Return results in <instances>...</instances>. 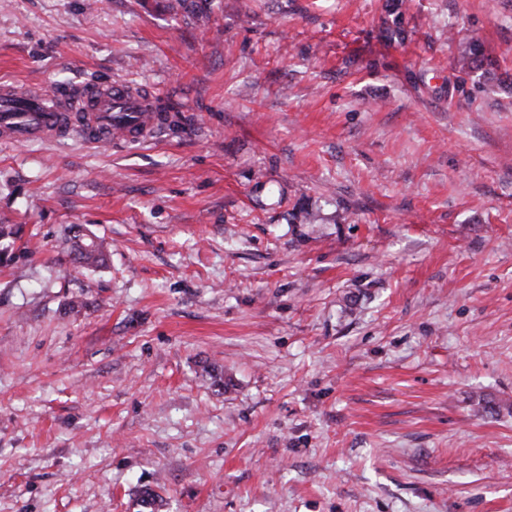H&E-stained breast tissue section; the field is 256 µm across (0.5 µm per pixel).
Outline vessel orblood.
<instances>
[{"mask_svg":"<svg viewBox=\"0 0 512 512\" xmlns=\"http://www.w3.org/2000/svg\"><path fill=\"white\" fill-rule=\"evenodd\" d=\"M168 115L152 108L149 95L124 81L83 85L78 91L61 88L0 86V141H57L75 136L98 144L111 142L113 128L122 141L147 142L160 136Z\"/></svg>","mask_w":512,"mask_h":512,"instance_id":"1","label":"vessel or blood"}]
</instances>
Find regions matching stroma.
<instances>
[{
    "label": "stroma",
    "mask_w": 512,
    "mask_h": 512,
    "mask_svg": "<svg viewBox=\"0 0 512 512\" xmlns=\"http://www.w3.org/2000/svg\"><path fill=\"white\" fill-rule=\"evenodd\" d=\"M188 2L0 0L173 119L0 144V512H512V0Z\"/></svg>",
    "instance_id": "obj_1"
}]
</instances>
